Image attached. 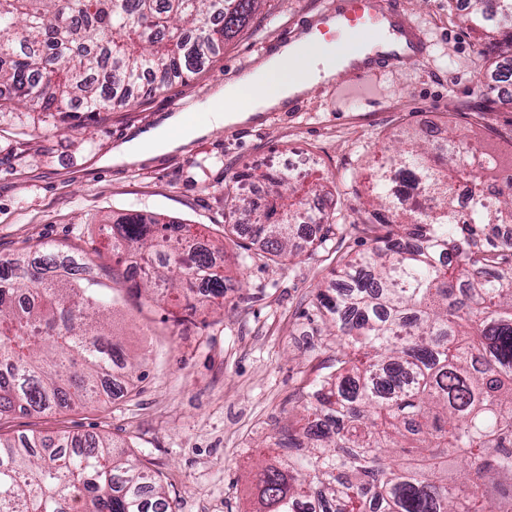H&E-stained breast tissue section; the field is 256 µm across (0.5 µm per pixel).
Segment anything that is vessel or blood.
I'll return each instance as SVG.
<instances>
[{
  "mask_svg": "<svg viewBox=\"0 0 512 512\" xmlns=\"http://www.w3.org/2000/svg\"><path fill=\"white\" fill-rule=\"evenodd\" d=\"M362 29L371 32L369 41H349V33ZM326 37L336 41L335 57L320 65L327 77L310 89L307 70L295 67L294 78L304 88L289 98V111H300L316 90L328 92L334 107L355 96L377 99L383 94L382 82L388 73L430 59L428 32L413 20L401 0H328L324 8L300 17L286 37L266 42L263 55L272 57L301 38L315 47Z\"/></svg>",
  "mask_w": 512,
  "mask_h": 512,
  "instance_id": "obj_1",
  "label": "vessel or blood"
}]
</instances>
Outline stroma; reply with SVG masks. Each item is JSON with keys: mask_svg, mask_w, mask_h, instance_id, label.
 Here are the masks:
<instances>
[{"mask_svg": "<svg viewBox=\"0 0 512 512\" xmlns=\"http://www.w3.org/2000/svg\"><path fill=\"white\" fill-rule=\"evenodd\" d=\"M327 0H266L257 19L188 83L102 112L82 129L54 117L0 115V258L48 243L79 252L96 245L93 276L115 300L113 321L136 368L127 395L52 414L0 418V435L97 433L125 441L160 476L172 512H253L252 473L276 456L269 436L300 409V396L328 373L336 339L313 333L306 314L333 276L331 249L297 242L294 258L270 260L254 236L225 234V213L241 191L240 172L290 154L313 157L346 244L371 246L358 223L367 175L401 131L431 123L480 134L512 163V108L480 112L492 95L481 34L456 16L452 0H403L428 30L431 69L387 76L380 103L344 111L319 92L299 112H271L259 124L219 128L182 151L135 165L106 164L113 146L188 109L251 66L266 41ZM158 214L216 244L223 298L148 299L114 285L112 252L100 221L113 213ZM247 255L240 263L239 255Z\"/></svg>", "mask_w": 512, "mask_h": 512, "instance_id": "35a3bbf8", "label": "stroma"}]
</instances>
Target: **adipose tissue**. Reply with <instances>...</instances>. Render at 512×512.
Returning a JSON list of instances; mask_svg holds the SVG:
<instances>
[{
	"mask_svg": "<svg viewBox=\"0 0 512 512\" xmlns=\"http://www.w3.org/2000/svg\"><path fill=\"white\" fill-rule=\"evenodd\" d=\"M288 69L287 54L276 55L252 72L229 81L199 104V119L180 111L162 118L149 130L138 133L103 157L107 164H136L189 146L217 127L241 123L262 112L280 107L297 92Z\"/></svg>",
	"mask_w": 512,
	"mask_h": 512,
	"instance_id": "obj_1",
	"label": "adipose tissue"
}]
</instances>
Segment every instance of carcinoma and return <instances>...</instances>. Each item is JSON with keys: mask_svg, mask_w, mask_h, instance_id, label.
I'll use <instances>...</instances> for the list:
<instances>
[{"mask_svg": "<svg viewBox=\"0 0 512 512\" xmlns=\"http://www.w3.org/2000/svg\"><path fill=\"white\" fill-rule=\"evenodd\" d=\"M264 0H0V90L73 128L106 104L126 105L199 73ZM484 63L512 60V0H473ZM368 186L366 253L337 259L314 321L336 337L332 370L302 401L303 427L283 428L255 475L257 512H512V169L485 152L479 174L422 132L385 148ZM261 218L235 197L236 229L272 257H293L294 226L323 185L261 175ZM471 207L456 208L453 185ZM138 212L112 224V251L153 262L161 282L224 296V272L204 251L180 253L182 225ZM321 211L313 249L336 235ZM59 252L0 259V417L84 406L121 390L122 351L94 278L54 273ZM0 512H168L149 468L93 435L0 436Z\"/></svg>", "mask_w": 512, "mask_h": 512, "instance_id": "obj_1", "label": "carcinoma"}]
</instances>
